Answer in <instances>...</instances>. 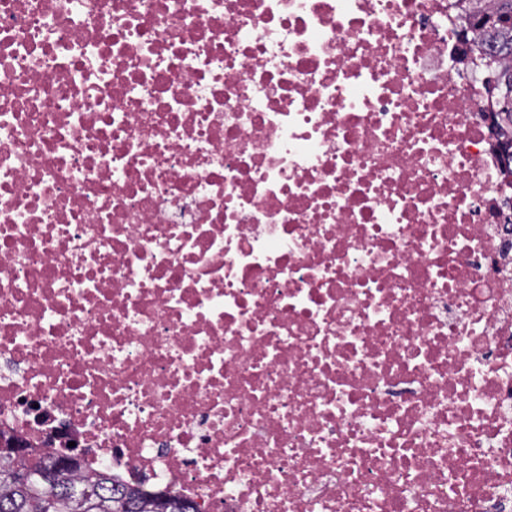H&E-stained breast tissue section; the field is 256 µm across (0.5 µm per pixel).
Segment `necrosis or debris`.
Masks as SVG:
<instances>
[{"instance_id":"obj_1","label":"necrosis or debris","mask_w":512,"mask_h":512,"mask_svg":"<svg viewBox=\"0 0 512 512\" xmlns=\"http://www.w3.org/2000/svg\"><path fill=\"white\" fill-rule=\"evenodd\" d=\"M452 0H0V430L198 512H512V162Z\"/></svg>"}]
</instances>
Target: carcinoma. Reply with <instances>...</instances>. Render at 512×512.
Returning <instances> with one entry per match:
<instances>
[{"label":"carcinoma","mask_w":512,"mask_h":512,"mask_svg":"<svg viewBox=\"0 0 512 512\" xmlns=\"http://www.w3.org/2000/svg\"><path fill=\"white\" fill-rule=\"evenodd\" d=\"M468 0L476 36L469 43L470 70L479 71L485 83L497 90L492 106L498 123L512 129V98L500 86H512V0ZM0 512H184L186 500L164 494L166 501H149L153 492L129 487L108 471L85 473L84 461L64 469V459L50 453L15 452L13 439L0 438Z\"/></svg>","instance_id":"1"}]
</instances>
